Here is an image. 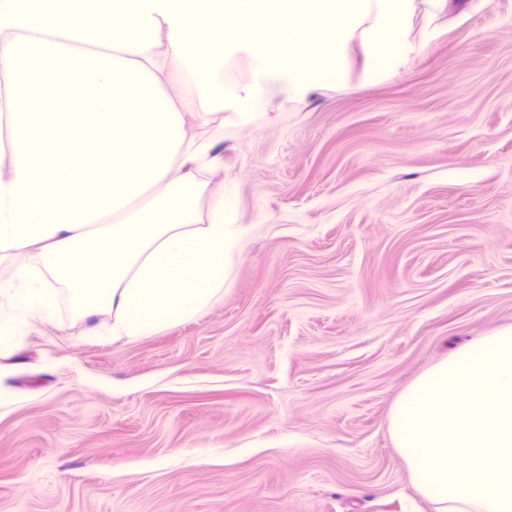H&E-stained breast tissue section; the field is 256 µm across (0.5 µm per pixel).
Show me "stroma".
Listing matches in <instances>:
<instances>
[{
    "label": "stroma",
    "instance_id": "obj_1",
    "mask_svg": "<svg viewBox=\"0 0 512 512\" xmlns=\"http://www.w3.org/2000/svg\"><path fill=\"white\" fill-rule=\"evenodd\" d=\"M390 76L227 130L233 286L140 339L0 340V512H434L399 392L512 327V0H417Z\"/></svg>",
    "mask_w": 512,
    "mask_h": 512
}]
</instances>
